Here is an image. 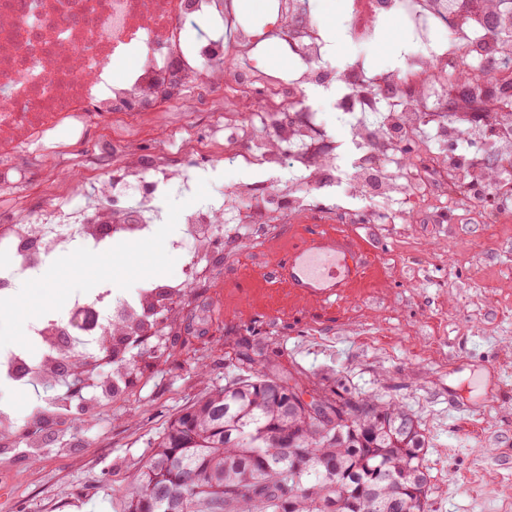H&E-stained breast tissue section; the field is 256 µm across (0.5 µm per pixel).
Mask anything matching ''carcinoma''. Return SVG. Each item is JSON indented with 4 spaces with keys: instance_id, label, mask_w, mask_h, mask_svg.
Here are the masks:
<instances>
[{
    "instance_id": "1",
    "label": "carcinoma",
    "mask_w": 512,
    "mask_h": 512,
    "mask_svg": "<svg viewBox=\"0 0 512 512\" xmlns=\"http://www.w3.org/2000/svg\"><path fill=\"white\" fill-rule=\"evenodd\" d=\"M97 358L120 361L108 336ZM81 351L64 353L58 377L81 385ZM283 377L262 365L204 392L151 442L125 490L123 512H427L431 472L419 419L341 384L324 392L325 418L289 401Z\"/></svg>"
}]
</instances>
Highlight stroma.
I'll list each match as a JSON object with an SVG mask.
<instances>
[{
	"instance_id": "obj_1",
	"label": "stroma",
	"mask_w": 512,
	"mask_h": 512,
	"mask_svg": "<svg viewBox=\"0 0 512 512\" xmlns=\"http://www.w3.org/2000/svg\"><path fill=\"white\" fill-rule=\"evenodd\" d=\"M314 4L339 62L360 56L375 71L403 65V30L388 27L361 48L343 37L342 0ZM183 205L180 193H168L164 225L145 242L106 244L97 266L75 270L79 245L56 256L10 296L0 347L38 358L31 326L65 310L75 294L97 285L132 292L173 278L183 257L169 242ZM345 233L365 269L344 299L276 287L273 261L225 270L197 296V314L182 316L184 335L158 336L128 353L127 400L99 399L95 417L79 427L66 412L51 414L39 459L25 447L0 457V478L11 481L0 512H122L121 494L150 441L203 390L241 374L238 355L249 346L312 381L339 382L414 414L428 442V512H512V223L446 208L437 224H351ZM68 388L62 379L0 387V412L26 430Z\"/></svg>"
}]
</instances>
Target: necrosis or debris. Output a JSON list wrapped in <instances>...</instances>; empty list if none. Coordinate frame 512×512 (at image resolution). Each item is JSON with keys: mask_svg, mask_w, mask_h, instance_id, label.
I'll use <instances>...</instances> for the list:
<instances>
[{"mask_svg": "<svg viewBox=\"0 0 512 512\" xmlns=\"http://www.w3.org/2000/svg\"><path fill=\"white\" fill-rule=\"evenodd\" d=\"M348 41L378 42L387 25H400L415 46L404 66L371 71L363 59L331 62V43L311 0H267V22L253 24L242 0H0V193L20 188L27 153L57 151L94 118L111 123L113 137L99 154L112 174L96 179L84 203L62 198L0 225V251L15 262L0 268V289L39 275L74 245L101 250L106 237L148 239L161 220V190L194 192L200 159L228 169L253 168L263 185L234 181L221 210L188 205L182 235L171 246L186 257L183 279L97 298L76 296L71 307L37 325L43 345L34 363L0 350V380L56 382L62 352L57 336L80 332L81 348L95 345L113 319L136 327L151 309H178L198 282L224 262L215 248L233 225L249 223L251 256L276 247L278 224L303 223L315 213L313 194L326 187L365 201L341 208L337 224H408L431 219L432 201L448 184L469 186L457 209L497 223L512 222V190L489 186V157L512 158V6L479 0L480 20L461 31L464 0H347ZM294 62L289 74L261 67L269 43ZM478 57L484 75L476 90L490 100L484 123L463 129L448 118L446 89L460 60ZM136 66L117 71L119 62ZM209 92L212 133L196 137L174 127L177 152L153 146L157 121L182 111L185 93ZM336 91L332 105L347 129L346 149H319L328 131L309 93ZM467 140L469 156L443 153ZM263 193L264 205L243 213L242 200ZM397 200L398 214L380 204Z\"/></svg>", "mask_w": 512, "mask_h": 512, "instance_id": "necrosis-or-debris-1", "label": "necrosis or debris"}]
</instances>
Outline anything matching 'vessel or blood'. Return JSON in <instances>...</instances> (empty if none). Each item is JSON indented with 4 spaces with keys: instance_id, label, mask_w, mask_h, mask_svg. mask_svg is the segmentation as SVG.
Listing matches in <instances>:
<instances>
[{
    "instance_id": "b4317fda",
    "label": "vessel or blood",
    "mask_w": 512,
    "mask_h": 512,
    "mask_svg": "<svg viewBox=\"0 0 512 512\" xmlns=\"http://www.w3.org/2000/svg\"><path fill=\"white\" fill-rule=\"evenodd\" d=\"M358 274L348 247L319 224L303 245L290 251L282 281L300 294L325 300L350 287Z\"/></svg>"
}]
</instances>
